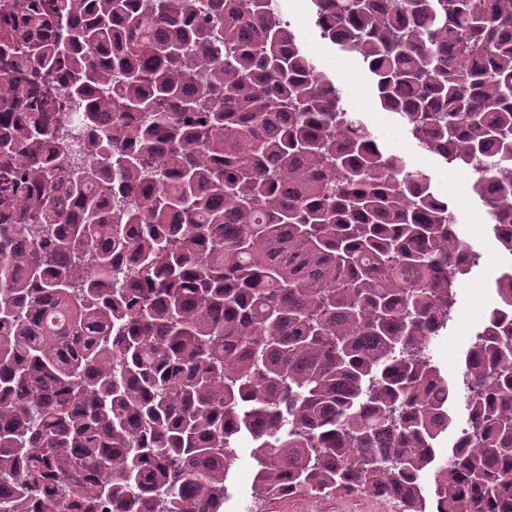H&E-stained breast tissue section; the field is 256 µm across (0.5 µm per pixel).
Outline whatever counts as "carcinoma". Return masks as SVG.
Here are the masks:
<instances>
[{"mask_svg":"<svg viewBox=\"0 0 512 512\" xmlns=\"http://www.w3.org/2000/svg\"><path fill=\"white\" fill-rule=\"evenodd\" d=\"M311 3L485 209L505 271L461 379L430 352L475 267L458 213L276 0H22L0 27L26 60L0 77L7 512H224L245 443L254 497L512 512V0Z\"/></svg>","mask_w":512,"mask_h":512,"instance_id":"obj_1","label":"carcinoma"}]
</instances>
